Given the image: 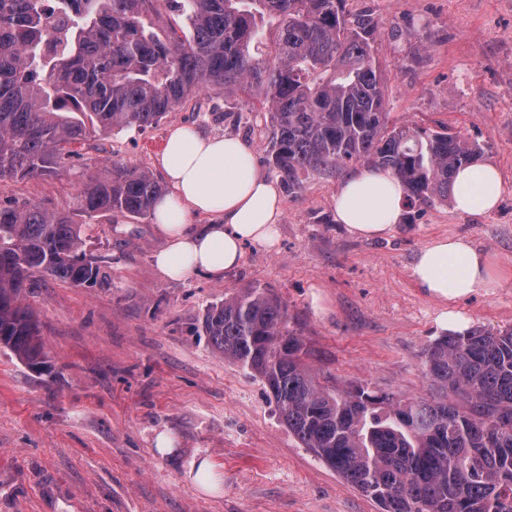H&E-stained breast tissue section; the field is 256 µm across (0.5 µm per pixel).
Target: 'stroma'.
I'll return each mask as SVG.
<instances>
[{
    "label": "stroma",
    "instance_id": "1",
    "mask_svg": "<svg viewBox=\"0 0 512 512\" xmlns=\"http://www.w3.org/2000/svg\"><path fill=\"white\" fill-rule=\"evenodd\" d=\"M346 9L379 23L373 54L391 120L442 122L478 141L483 162L503 176L497 209L468 216L437 201L404 210L388 235L362 239L335 220L336 181L312 175L298 194H283L275 247L246 245L223 279L183 281L154 268L165 240L153 216L88 220L83 249L107 285L48 276L23 300L40 323L49 371L33 372L0 346V512H380L301 447L258 377L199 334L206 309L225 295L265 289L287 305L320 380L429 399L423 352L442 334V304L412 276L417 253L460 236L512 267V0H347ZM178 124L244 139L259 170L274 175L262 113L204 90L158 126L76 145L57 173L0 180V206L68 212L116 161L161 176ZM458 308L470 328L512 330V278ZM162 432L173 440L165 453L155 446ZM203 457L223 471L222 495L192 484L189 465Z\"/></svg>",
    "mask_w": 512,
    "mask_h": 512
}]
</instances>
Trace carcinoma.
I'll return each mask as SVG.
<instances>
[{"label": "carcinoma", "instance_id": "obj_1", "mask_svg": "<svg viewBox=\"0 0 512 512\" xmlns=\"http://www.w3.org/2000/svg\"><path fill=\"white\" fill-rule=\"evenodd\" d=\"M0 0V179L56 171L94 134L158 125L203 88L264 115L269 162L288 193L353 163L391 172L409 209L446 201L483 146L446 125L385 112L372 51L378 23L346 0ZM163 193L148 170L112 164L69 214L0 207V344L48 369L22 300L37 277L100 286L73 216H145ZM288 308L246 288L203 316L216 353L259 377L301 445L381 512H512V331L474 329L424 351L431 400L325 385L303 362ZM455 402H448V394Z\"/></svg>", "mask_w": 512, "mask_h": 512}]
</instances>
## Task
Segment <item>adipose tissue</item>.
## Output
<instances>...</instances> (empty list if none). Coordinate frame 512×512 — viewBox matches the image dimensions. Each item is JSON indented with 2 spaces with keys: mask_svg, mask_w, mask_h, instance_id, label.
Here are the masks:
<instances>
[{
  "mask_svg": "<svg viewBox=\"0 0 512 512\" xmlns=\"http://www.w3.org/2000/svg\"><path fill=\"white\" fill-rule=\"evenodd\" d=\"M159 162L170 188L155 205L157 225L166 239L154 257L162 276L183 280L205 272L220 279L240 265L245 244L274 247L282 214L280 191L257 169L247 142L178 126L170 131ZM502 192L494 165L464 166L454 176L453 208L485 214L494 210ZM403 209L404 190L385 170L358 168L336 190L337 222L362 238L388 234ZM198 215L205 216L204 224H193ZM412 274L426 294L443 303L439 325L451 334L464 332L469 324L454 302L506 276L489 254L460 237H441L420 250Z\"/></svg>",
  "mask_w": 512,
  "mask_h": 512,
  "instance_id": "adipose-tissue-1",
  "label": "adipose tissue"
}]
</instances>
